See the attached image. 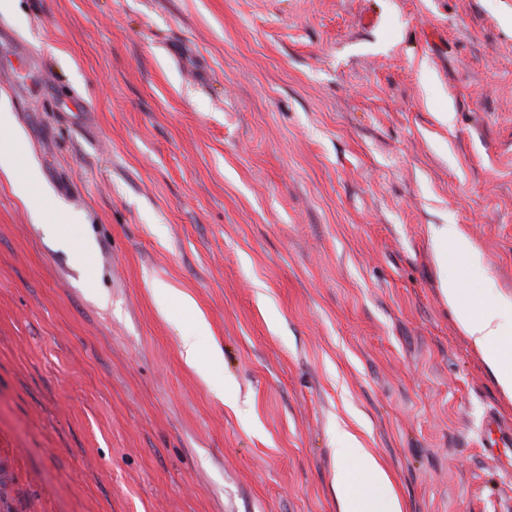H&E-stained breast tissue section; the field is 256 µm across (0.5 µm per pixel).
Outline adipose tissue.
I'll list each match as a JSON object with an SVG mask.
<instances>
[{
    "instance_id": "1",
    "label": "adipose tissue",
    "mask_w": 512,
    "mask_h": 512,
    "mask_svg": "<svg viewBox=\"0 0 512 512\" xmlns=\"http://www.w3.org/2000/svg\"><path fill=\"white\" fill-rule=\"evenodd\" d=\"M0 173L34 216L63 241H70L69 221L57 218L55 206L41 189L39 170L22 160L14 116L0 105ZM438 263L456 260L471 269L481 265L479 253L456 224H440L431 231ZM441 292L454 311L459 327L493 372L503 396L512 400V299L488 300L483 294L466 290L460 281L444 278ZM343 454L348 465L339 468L336 487L341 493L340 512H403L392 480L383 464L354 436H346Z\"/></svg>"
}]
</instances>
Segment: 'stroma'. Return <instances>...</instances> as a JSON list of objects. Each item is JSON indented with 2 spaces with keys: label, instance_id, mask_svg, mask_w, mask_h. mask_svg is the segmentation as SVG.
<instances>
[{
  "label": "stroma",
  "instance_id": "obj_1",
  "mask_svg": "<svg viewBox=\"0 0 512 512\" xmlns=\"http://www.w3.org/2000/svg\"><path fill=\"white\" fill-rule=\"evenodd\" d=\"M0 100L91 244L0 176V512H339L347 433L512 512L441 294L512 298V0H11ZM433 250L439 264H448V258L471 269L481 265L479 253L458 224H437L431 231Z\"/></svg>",
  "mask_w": 512,
  "mask_h": 512
}]
</instances>
